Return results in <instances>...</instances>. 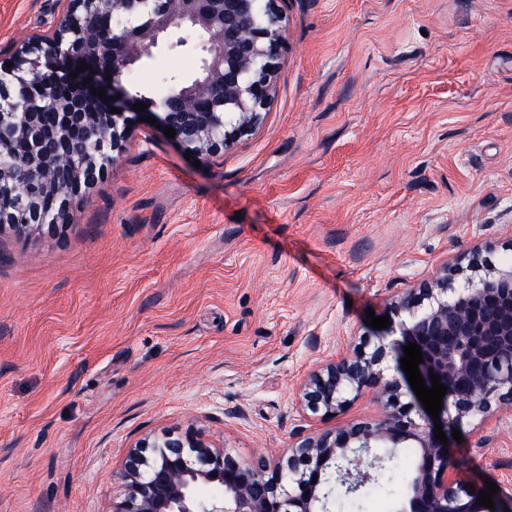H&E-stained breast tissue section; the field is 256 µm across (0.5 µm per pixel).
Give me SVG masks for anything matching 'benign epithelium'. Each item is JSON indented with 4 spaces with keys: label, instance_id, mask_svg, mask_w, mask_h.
<instances>
[{
    "label": "benign epithelium",
    "instance_id": "1",
    "mask_svg": "<svg viewBox=\"0 0 512 512\" xmlns=\"http://www.w3.org/2000/svg\"><path fill=\"white\" fill-rule=\"evenodd\" d=\"M280 0H71L46 41L36 39L0 71L40 90L20 112H0V147L24 144L22 154L0 165V197L15 198L0 224L22 235L32 227L54 228L74 201L112 161L129 105L175 129L174 140L196 158L224 153L250 131L258 109L276 88L274 58L287 49ZM83 13L112 15V26L87 29ZM198 38L201 64L194 78L157 100L132 89L122 76L166 44ZM91 65L71 78L78 63ZM111 80H106V77ZM90 81L84 86L82 82ZM60 85L70 97L56 93ZM104 89L106 99L90 93ZM119 109L113 113L110 107ZM63 120L50 136L58 149L44 150L43 112ZM93 136L89 153L79 132ZM55 197L59 210L40 213L34 199ZM461 260L442 263L440 274L420 281L390 303L391 324L378 340H363L326 361L303 383L301 403L315 414L337 416L370 394L377 417L345 422L304 437L278 453L238 460L196 434L165 432L128 452L119 477L123 498L108 512H330L331 493L357 494L371 484L384 456L417 449L407 492L391 512H512V484L494 494L495 510L478 504L479 493L450 475L446 445L402 370L404 346L417 344L425 385L434 373L447 387L439 412L444 433L465 421L484 422L512 407V269L490 271L456 285ZM397 360L391 365V360Z\"/></svg>",
    "mask_w": 512,
    "mask_h": 512
}]
</instances>
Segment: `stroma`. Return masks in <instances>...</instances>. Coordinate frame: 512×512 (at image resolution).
I'll return each mask as SVG.
<instances>
[{"label":"stroma","mask_w":512,"mask_h":512,"mask_svg":"<svg viewBox=\"0 0 512 512\" xmlns=\"http://www.w3.org/2000/svg\"><path fill=\"white\" fill-rule=\"evenodd\" d=\"M65 0H0V64ZM289 50L255 129L194 167L131 120L53 230L0 229V512H104L136 442L237 459L343 418L314 365L403 288L476 253L512 268V0H282ZM170 51L128 75L192 77ZM451 475L512 482V412L460 429Z\"/></svg>","instance_id":"35a3bbf8"}]
</instances>
